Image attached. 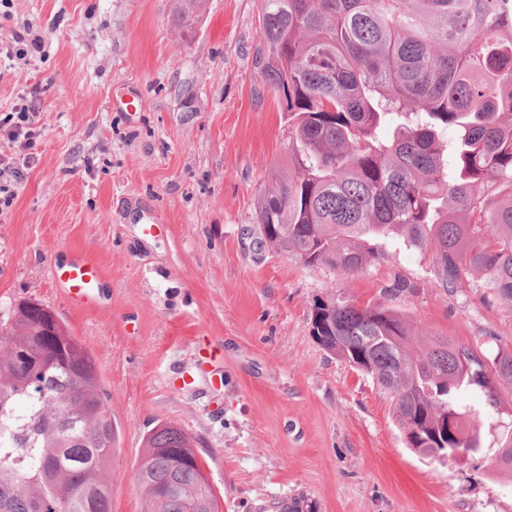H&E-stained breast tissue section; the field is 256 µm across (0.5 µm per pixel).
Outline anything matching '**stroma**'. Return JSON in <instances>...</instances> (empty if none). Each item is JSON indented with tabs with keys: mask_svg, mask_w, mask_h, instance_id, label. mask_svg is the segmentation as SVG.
I'll use <instances>...</instances> for the list:
<instances>
[{
	"mask_svg": "<svg viewBox=\"0 0 512 512\" xmlns=\"http://www.w3.org/2000/svg\"><path fill=\"white\" fill-rule=\"evenodd\" d=\"M175 0H9L0 45L29 23L26 58L0 55V118L20 101L37 136L0 210V316L51 308L90 349L117 430L112 512H143L134 475L148 432L172 421L206 466L220 512H512V383L468 459L406 447L374 380L319 346L308 315L329 293L401 312L492 357L512 354V305L473 274L449 290L432 253L379 241L358 273L259 244L255 209L288 163L291 127L255 68L258 0H206L190 38ZM138 96L136 117L112 98ZM84 257L97 304L73 306L51 272ZM409 291L392 296L395 280Z\"/></svg>",
	"mask_w": 512,
	"mask_h": 512,
	"instance_id": "1",
	"label": "stroma"
}]
</instances>
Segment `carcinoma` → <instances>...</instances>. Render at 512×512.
<instances>
[{"instance_id":"carcinoma-1","label":"carcinoma","mask_w":512,"mask_h":512,"mask_svg":"<svg viewBox=\"0 0 512 512\" xmlns=\"http://www.w3.org/2000/svg\"><path fill=\"white\" fill-rule=\"evenodd\" d=\"M259 77L292 129L288 170L256 211L260 242L347 274L388 238L426 246L443 290L473 273L512 303V0H260ZM202 0H180L184 37ZM454 136L444 139V133ZM310 333L393 400L408 447L479 452L456 393L496 405L512 356L414 338L397 310L317 299ZM458 419V435L442 428ZM115 430L97 366L35 300L0 320V512H112ZM135 482L144 512H219L178 424L146 436Z\"/></svg>"}]
</instances>
